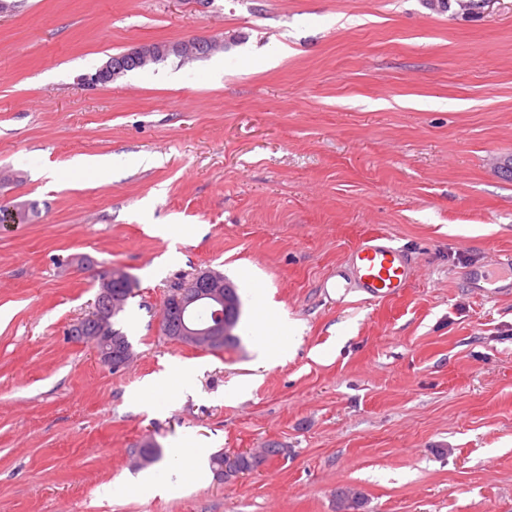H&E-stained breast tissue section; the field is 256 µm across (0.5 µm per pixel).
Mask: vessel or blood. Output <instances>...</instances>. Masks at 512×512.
Instances as JSON below:
<instances>
[{
	"label": "vessel or blood",
	"instance_id": "vessel-or-blood-1",
	"mask_svg": "<svg viewBox=\"0 0 512 512\" xmlns=\"http://www.w3.org/2000/svg\"><path fill=\"white\" fill-rule=\"evenodd\" d=\"M351 276L340 277V288L353 286L371 298L399 294L411 272V257L385 242L383 236H370L350 251Z\"/></svg>",
	"mask_w": 512,
	"mask_h": 512
}]
</instances>
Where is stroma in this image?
<instances>
[{"mask_svg": "<svg viewBox=\"0 0 512 512\" xmlns=\"http://www.w3.org/2000/svg\"><path fill=\"white\" fill-rule=\"evenodd\" d=\"M0 14V512H512V0H13ZM215 38L87 78L135 45ZM282 53L274 67L263 58ZM109 156L106 177L71 168ZM421 258L396 296L337 297L350 249ZM136 280L120 370L70 336L99 278ZM237 287L239 347L160 332L177 278ZM275 444L217 480L159 462Z\"/></svg>", "mask_w": 512, "mask_h": 512, "instance_id": "stroma-1", "label": "stroma"}]
</instances>
